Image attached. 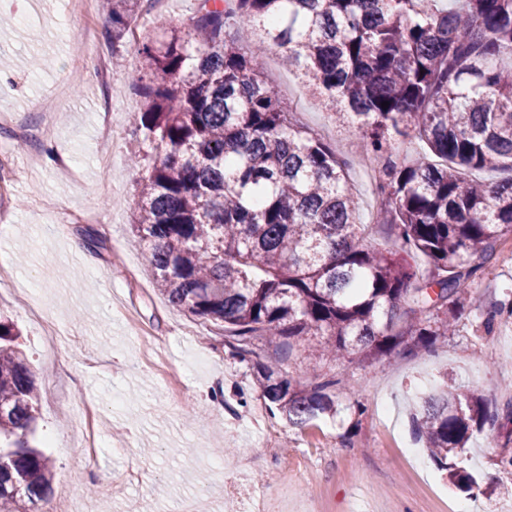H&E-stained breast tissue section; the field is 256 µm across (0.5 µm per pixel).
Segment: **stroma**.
<instances>
[{
	"label": "stroma",
	"mask_w": 512,
	"mask_h": 512,
	"mask_svg": "<svg viewBox=\"0 0 512 512\" xmlns=\"http://www.w3.org/2000/svg\"><path fill=\"white\" fill-rule=\"evenodd\" d=\"M68 0H0V164L25 175L0 195V317L19 329V341L39 388L34 443L49 457L52 501L69 499L84 512H245L262 492L265 512H512V472L497 460L512 451V431L474 439L471 467L491 490L470 497L437 471L426 454L404 455L414 444L408 402L417 384L452 371L482 395L490 409L512 408V323L478 338L481 313L512 290V239L497 261L477 273L455 331L431 352L400 351L363 364L312 359L301 348L285 353L254 343L236 355L223 325L171 307L156 290L132 231L143 168L135 133L140 102L129 72L140 41L106 39L109 18L91 0L100 50L83 38V22L66 35L55 24ZM29 13L21 25L20 13ZM120 52L122 71L99 78L101 60ZM285 107L301 124L355 154L352 129L311 100L296 69L271 50L264 69ZM51 103L52 126L41 104ZM72 165H47V146ZM349 183L363 223L380 206L369 170L350 166ZM277 363L294 382L339 383L333 416L289 426L253 384V363ZM233 449L224 458L223 449Z\"/></svg>",
	"instance_id": "stroma-1"
}]
</instances>
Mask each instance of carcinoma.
I'll list each match as a JSON object with an SVG mask.
<instances>
[{
  "label": "carcinoma",
  "mask_w": 512,
  "mask_h": 512,
  "mask_svg": "<svg viewBox=\"0 0 512 512\" xmlns=\"http://www.w3.org/2000/svg\"><path fill=\"white\" fill-rule=\"evenodd\" d=\"M149 0H102L119 43ZM133 85L149 159L133 228L158 290L175 308L224 323L238 356L254 341L364 363L428 352L455 330L477 271L512 233V0H198L180 36L152 15ZM261 32L252 45L239 39ZM276 47L318 102L356 127L376 169L375 217L397 249L357 221L349 163L298 124L263 76ZM389 102L388 107L381 106ZM426 151L399 156L398 137ZM509 176L485 183L486 169ZM512 318V292L486 313ZM254 385L289 424L336 412L328 380L309 388L258 364ZM37 386L22 352L0 346V512H41L50 459L30 443ZM437 469L463 492L474 433L512 409L443 373L412 414Z\"/></svg>",
  "instance_id": "1"
}]
</instances>
